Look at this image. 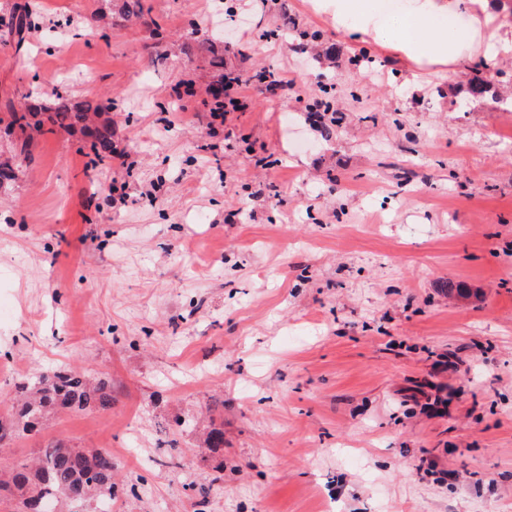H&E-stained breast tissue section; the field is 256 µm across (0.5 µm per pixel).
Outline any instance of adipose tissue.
I'll use <instances>...</instances> for the list:
<instances>
[{
	"label": "adipose tissue",
	"instance_id": "ef3b65f1",
	"mask_svg": "<svg viewBox=\"0 0 512 512\" xmlns=\"http://www.w3.org/2000/svg\"><path fill=\"white\" fill-rule=\"evenodd\" d=\"M316 12L331 14L337 30L369 36L419 65H454L470 58L482 40L512 51V23L497 19L489 0H413L391 11L385 0H314ZM467 14L468 26L455 24Z\"/></svg>",
	"mask_w": 512,
	"mask_h": 512
}]
</instances>
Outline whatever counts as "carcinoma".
Here are the masks:
<instances>
[{"instance_id":"carcinoma-1","label":"carcinoma","mask_w":512,"mask_h":512,"mask_svg":"<svg viewBox=\"0 0 512 512\" xmlns=\"http://www.w3.org/2000/svg\"><path fill=\"white\" fill-rule=\"evenodd\" d=\"M31 11L28 4L15 6L10 34L16 48L26 41L30 26ZM56 102L51 107L33 106L24 112L10 109L11 121L7 130L21 131L40 129L45 122L69 130L88 120V114L100 115L102 106L86 101L72 105L60 92L55 93ZM91 138L90 151L93 162H103L112 156V124L97 123L88 129ZM17 408L12 421H0V442L6 434L30 432L45 415L53 412L84 410L90 406L107 407L112 404V388L103 380H96L90 373L69 370L53 374L41 373L17 384ZM112 458V454L100 449H85L68 446L58 440L42 449L36 461L28 465L26 475L11 478L12 486L20 493L19 512H42L41 504H53L55 512H68L71 506H83L85 502L72 500L70 492L77 485L84 486L87 500L103 504L112 499V473L98 466L100 455Z\"/></svg>"}]
</instances>
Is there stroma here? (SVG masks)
Masks as SVG:
<instances>
[{"instance_id": "obj_1", "label": "stroma", "mask_w": 512, "mask_h": 512, "mask_svg": "<svg viewBox=\"0 0 512 512\" xmlns=\"http://www.w3.org/2000/svg\"><path fill=\"white\" fill-rule=\"evenodd\" d=\"M15 2L0 420L51 370L112 404L1 443L0 479L62 439L111 451L112 512H512V54L418 72L311 0H28L18 51ZM223 71L254 105L213 130ZM55 87L128 167L78 127L5 136ZM30 17L31 11L28 4H17L15 6L11 18L10 34L16 49H20L26 41V33L30 26ZM88 136L91 138L90 151L95 159L94 164L103 162L112 156V124L108 121L97 123L93 128L88 129Z\"/></svg>"}]
</instances>
